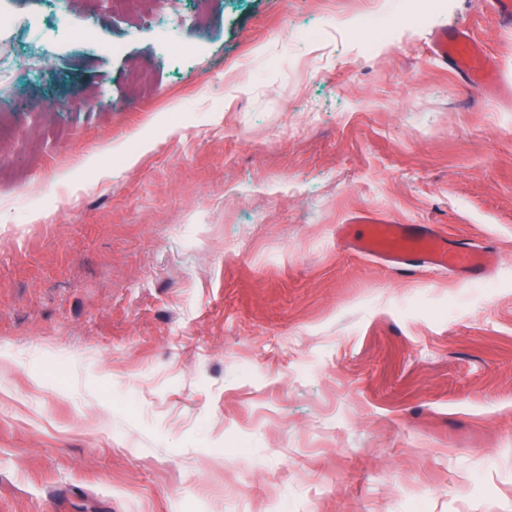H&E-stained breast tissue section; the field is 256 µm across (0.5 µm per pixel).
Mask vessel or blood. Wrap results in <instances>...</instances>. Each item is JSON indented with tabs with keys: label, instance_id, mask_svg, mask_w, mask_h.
Instances as JSON below:
<instances>
[{
	"label": "vessel or blood",
	"instance_id": "1",
	"mask_svg": "<svg viewBox=\"0 0 512 512\" xmlns=\"http://www.w3.org/2000/svg\"><path fill=\"white\" fill-rule=\"evenodd\" d=\"M434 53L466 77L468 83L492 95H512V88L498 83L493 66L482 46L467 30H440L433 38ZM358 252L383 259L395 269L417 265L444 269L477 279L486 275L490 250L467 241H448L422 225L377 224L356 244Z\"/></svg>",
	"mask_w": 512,
	"mask_h": 512
}]
</instances>
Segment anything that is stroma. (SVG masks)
I'll use <instances>...</instances> for the list:
<instances>
[{"label": "stroma", "instance_id": "1", "mask_svg": "<svg viewBox=\"0 0 512 512\" xmlns=\"http://www.w3.org/2000/svg\"><path fill=\"white\" fill-rule=\"evenodd\" d=\"M409 7L59 0L96 26L44 47L11 0L0 512H512V99L432 52L468 27L512 86V28L439 0L365 52ZM364 216L490 247L491 292Z\"/></svg>", "mask_w": 512, "mask_h": 512}]
</instances>
